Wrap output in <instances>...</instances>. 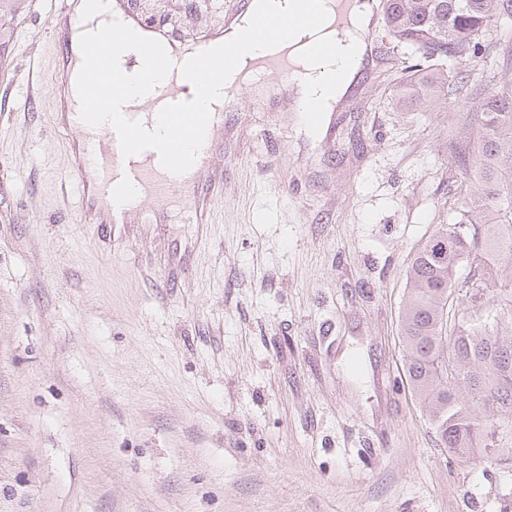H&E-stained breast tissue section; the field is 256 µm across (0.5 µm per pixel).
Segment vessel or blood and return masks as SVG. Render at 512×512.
I'll use <instances>...</instances> for the list:
<instances>
[{"instance_id":"b4317fda","label":"vessel or blood","mask_w":512,"mask_h":512,"mask_svg":"<svg viewBox=\"0 0 512 512\" xmlns=\"http://www.w3.org/2000/svg\"><path fill=\"white\" fill-rule=\"evenodd\" d=\"M112 15L149 37L161 41L173 38L163 24L143 18L135 0H113ZM80 23L73 0H61L51 19L54 41H61L63 33ZM289 50V45L284 44L257 59L252 66L254 77L287 86L296 69ZM172 60L175 71L154 89L151 96L124 105L123 112L127 117L138 118L140 113L153 111L160 103L188 100L190 84L177 69L183 57L176 53ZM79 110L78 102L69 101L61 122L69 130L74 148L70 173L81 193L80 223L109 229L113 239L119 240L125 235L131 214L145 202L152 201L164 209H179L185 223L196 225L199 236L207 235L214 222L217 204L224 195V173L213 167L212 158L224 147V141L217 133L227 124L226 113H212L194 166L185 174L174 175L161 167L155 151L123 157L114 129L107 124L97 128L87 125L81 120Z\"/></svg>"}]
</instances>
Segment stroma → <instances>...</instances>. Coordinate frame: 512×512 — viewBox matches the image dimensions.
Here are the masks:
<instances>
[{"label": "stroma", "mask_w": 512, "mask_h": 512, "mask_svg": "<svg viewBox=\"0 0 512 512\" xmlns=\"http://www.w3.org/2000/svg\"><path fill=\"white\" fill-rule=\"evenodd\" d=\"M53 0H17L0 57V512H512V427L459 457L411 392L414 254L460 205L448 137L397 106L409 48L360 77L319 141L294 95L241 87L206 242L150 211L112 244L78 223ZM218 30L237 0H136ZM512 21L480 42L500 70Z\"/></svg>", "instance_id": "1"}]
</instances>
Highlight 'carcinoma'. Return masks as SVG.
Returning a JSON list of instances; mask_svg holds the SVG:
<instances>
[{
  "instance_id": "obj_1",
  "label": "carcinoma",
  "mask_w": 512,
  "mask_h": 512,
  "mask_svg": "<svg viewBox=\"0 0 512 512\" xmlns=\"http://www.w3.org/2000/svg\"><path fill=\"white\" fill-rule=\"evenodd\" d=\"M379 8L392 42L432 63L429 73L404 77L398 98L420 106L453 95L478 114L476 126L448 147L461 208L453 227L441 226L412 261L401 337L412 392L442 445L481 447L491 463L495 452L486 440L512 422V329L486 332L480 310L501 301L512 283V77L487 92L448 79L440 61L474 66L480 40L499 20L512 18V0H380ZM464 263L479 268L482 293L458 295L465 321L448 331V299ZM443 350L455 356L453 378L438 371Z\"/></svg>"
}]
</instances>
